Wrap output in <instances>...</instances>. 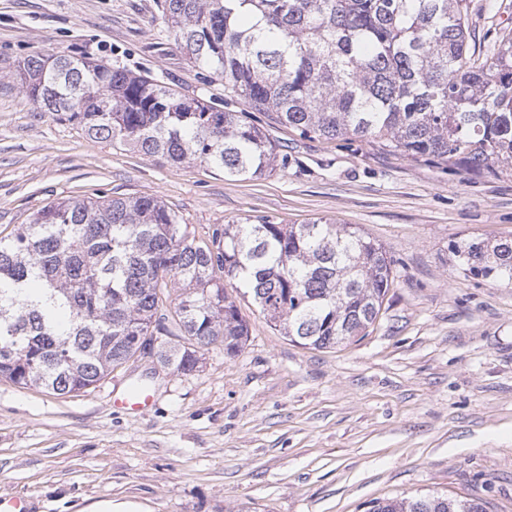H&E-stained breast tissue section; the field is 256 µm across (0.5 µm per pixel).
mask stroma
<instances>
[{"instance_id": "stroma-1", "label": "stroma", "mask_w": 512, "mask_h": 512, "mask_svg": "<svg viewBox=\"0 0 512 512\" xmlns=\"http://www.w3.org/2000/svg\"><path fill=\"white\" fill-rule=\"evenodd\" d=\"M469 12L476 52L512 31V0ZM56 52L243 107L182 53L159 0H0V232L61 197L149 195L200 237L246 216L356 225L386 249L394 283L368 335L334 349L280 336L244 301L242 350L211 348L190 375L138 356L73 397L0 380V497L31 512H367L442 493L512 512V284L470 275L449 250L512 237V177L285 127L271 135L287 168L254 180L148 159L36 109L16 72ZM136 384L154 405L113 408Z\"/></svg>"}]
</instances>
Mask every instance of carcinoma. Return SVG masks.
<instances>
[{"label": "carcinoma", "mask_w": 512, "mask_h": 512, "mask_svg": "<svg viewBox=\"0 0 512 512\" xmlns=\"http://www.w3.org/2000/svg\"><path fill=\"white\" fill-rule=\"evenodd\" d=\"M160 8L189 60L264 113L266 125L69 55L25 60L24 93L95 139L237 180L288 167L272 126L512 176V33L474 56L467 0H161ZM452 254L469 274L512 284V238L471 237ZM226 279L290 341L335 348L368 334L393 270L383 246L350 224L248 217L197 240L156 197L59 198L0 237V379L73 396L148 348L184 375L212 345L234 356L249 328ZM155 334L165 340L152 347ZM368 512L486 509L426 494L376 500Z\"/></svg>", "instance_id": "1"}]
</instances>
